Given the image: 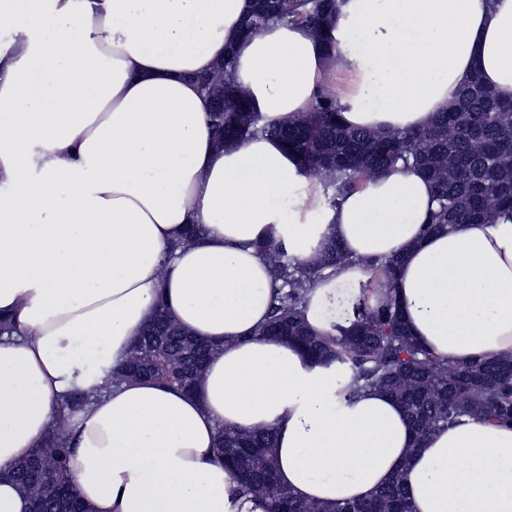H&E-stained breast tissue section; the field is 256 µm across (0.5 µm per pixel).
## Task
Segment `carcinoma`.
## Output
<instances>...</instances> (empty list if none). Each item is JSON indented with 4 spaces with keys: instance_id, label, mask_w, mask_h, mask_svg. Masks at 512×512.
<instances>
[{
    "instance_id": "obj_1",
    "label": "carcinoma",
    "mask_w": 512,
    "mask_h": 512,
    "mask_svg": "<svg viewBox=\"0 0 512 512\" xmlns=\"http://www.w3.org/2000/svg\"><path fill=\"white\" fill-rule=\"evenodd\" d=\"M343 0H255L244 28L249 34L275 22L322 31L336 19ZM229 63L196 76L211 97L210 119L226 141L269 135L283 142L305 172L322 184L327 203L367 179L400 165L417 169L434 187L436 206L426 232L457 224L487 222L504 207L512 209V101L501 99L473 72L453 103L433 123L408 132L350 128L343 124L334 87L319 89L307 112L286 125L264 122L245 92L230 83ZM276 283L271 316L261 329L305 350L319 363L347 371L354 391L377 389L402 408L420 448L428 436L464 415L512 423V354L494 360L454 362L411 336L394 300L356 305L349 326L338 336L313 332L304 318L307 295L349 261L331 238L302 264L276 242L260 245ZM400 258L373 265L376 292L391 285ZM213 346L175 324L160 306L134 342L112 383L148 380L191 391L203 375ZM90 400L73 394L60 408L54 427L30 456L7 473L30 499L31 512H88L74 493L69 460L71 414ZM269 429L218 430L216 453L236 484L237 495L264 503V512H412L403 476L367 500L344 503L303 501L278 481Z\"/></svg>"
}]
</instances>
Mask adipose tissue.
<instances>
[{"mask_svg":"<svg viewBox=\"0 0 512 512\" xmlns=\"http://www.w3.org/2000/svg\"><path fill=\"white\" fill-rule=\"evenodd\" d=\"M252 0H0V471L40 444L76 391L74 487L89 512H262L236 496L217 431L269 428L279 480L305 501L370 497L403 476L413 512H512V425L465 416L413 449L385 393L260 335L273 280L256 248L298 261L335 237L351 265L308 294L330 308L400 256L411 335L453 361L512 354V212L429 234L433 189L396 167L328 206L272 137L219 143L195 75L231 59L266 121L308 110L329 77L345 124L418 130L472 72L512 99V0H344L324 35L241 37ZM320 215L312 223L311 215ZM217 347L193 393L111 384L158 296Z\"/></svg>","mask_w":512,"mask_h":512,"instance_id":"1","label":"adipose tissue"}]
</instances>
